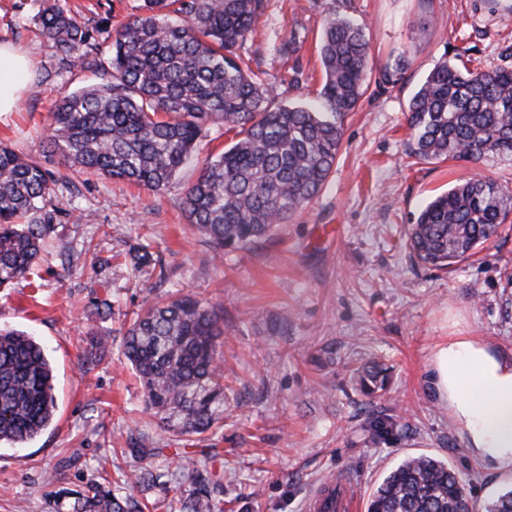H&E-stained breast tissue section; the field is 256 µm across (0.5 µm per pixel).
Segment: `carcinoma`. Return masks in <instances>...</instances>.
<instances>
[{"mask_svg": "<svg viewBox=\"0 0 512 512\" xmlns=\"http://www.w3.org/2000/svg\"><path fill=\"white\" fill-rule=\"evenodd\" d=\"M264 0H141L115 31L108 19L77 20L60 0L37 14L58 53L59 69L92 71L98 82L63 96L52 112L51 152L68 168L134 183L155 193L174 184L209 125L238 139L203 164L181 199L188 223L222 252L268 237L308 206L331 175L345 117L364 95L370 44L364 27L331 12L318 47L323 81L315 105H275L239 53L263 15ZM110 39L104 57L99 35ZM408 155L415 162L451 156L471 162L512 159V69L464 68L443 58L409 100ZM70 177L0 142V288L27 276L41 244L60 223L53 204ZM512 213V191L472 179L434 197L408 233L422 263L448 269L498 235ZM224 315L185 294L143 310L124 338V356L140 375L146 402L168 430L203 434L224 419L219 339ZM380 367L364 370L362 391L387 392ZM53 371L29 333L0 327V443L24 445L52 422ZM194 489L182 512H214L223 484L206 464L180 459ZM319 512H338L327 484ZM56 512H132L93 480L60 491ZM465 488L448 464L430 456L403 460L370 497L367 512H469ZM485 512H512V490Z\"/></svg>", "mask_w": 512, "mask_h": 512, "instance_id": "cac0c4a2", "label": "carcinoma"}]
</instances>
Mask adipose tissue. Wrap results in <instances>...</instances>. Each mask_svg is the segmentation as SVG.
Returning a JSON list of instances; mask_svg holds the SVG:
<instances>
[{
	"instance_id": "ef3b65f1",
	"label": "adipose tissue",
	"mask_w": 512,
	"mask_h": 512,
	"mask_svg": "<svg viewBox=\"0 0 512 512\" xmlns=\"http://www.w3.org/2000/svg\"><path fill=\"white\" fill-rule=\"evenodd\" d=\"M31 62L0 45V112L14 111ZM433 397L448 408L467 444L502 469H512V359L462 337L434 347L430 356Z\"/></svg>"
}]
</instances>
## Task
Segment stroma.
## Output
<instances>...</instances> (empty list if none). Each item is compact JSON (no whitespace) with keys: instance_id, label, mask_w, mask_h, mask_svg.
Returning <instances> with one entry per match:
<instances>
[{"instance_id":"obj_1","label":"stroma","mask_w":512,"mask_h":512,"mask_svg":"<svg viewBox=\"0 0 512 512\" xmlns=\"http://www.w3.org/2000/svg\"><path fill=\"white\" fill-rule=\"evenodd\" d=\"M41 0H0V44L33 61L0 141L44 155L50 114L68 93L95 83L61 72L35 17ZM364 23L372 52L368 89L344 123L336 166L321 193L288 223L243 249L216 251L181 210L203 160L234 132L209 127L173 187L150 190L95 174L60 190L61 222L33 271L0 288V326L27 331L54 370L52 423L22 446H0V512H50L51 492L103 480L140 512H181L192 484L178 457L206 460L224 492L215 512H309L330 477L369 498L405 457L448 462L468 497L484 506L512 487L469 448L463 430L429 392L435 345L455 336L512 357V218L497 237L445 273L417 262L405 231L423 207L458 182L486 178L512 189V160L417 164L409 157L408 101L442 58L512 69V0H266L240 48L279 104L311 101L322 73L321 29L331 11ZM293 42L280 56L278 46ZM407 70L385 83L390 54ZM54 73L51 84L41 81ZM151 242L159 270L133 272L130 255ZM222 310L224 421L184 441L160 426L124 356L136 312L176 291ZM112 302L99 319L95 300ZM109 332L93 364L86 334ZM389 368L386 395H364L353 374Z\"/></svg>"}]
</instances>
